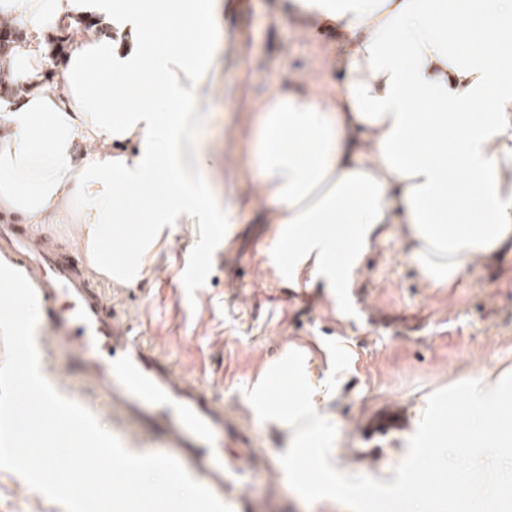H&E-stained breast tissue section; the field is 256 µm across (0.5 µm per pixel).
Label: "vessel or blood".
Masks as SVG:
<instances>
[{"instance_id":"vessel-or-blood-1","label":"vessel or blood","mask_w":512,"mask_h":512,"mask_svg":"<svg viewBox=\"0 0 512 512\" xmlns=\"http://www.w3.org/2000/svg\"><path fill=\"white\" fill-rule=\"evenodd\" d=\"M0 256L26 273L45 312L42 333L69 353L108 408L142 436L162 437L190 476L223 496L229 461L215 443L224 434L223 405L121 322L77 253L56 250L24 225L1 223Z\"/></svg>"}]
</instances>
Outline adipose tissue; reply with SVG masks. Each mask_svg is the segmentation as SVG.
<instances>
[{
	"mask_svg": "<svg viewBox=\"0 0 512 512\" xmlns=\"http://www.w3.org/2000/svg\"><path fill=\"white\" fill-rule=\"evenodd\" d=\"M295 4L343 32L329 63L346 79L313 94L273 88L254 113L257 203L278 227L282 274L343 299L396 224L430 287H456L496 261L512 243V0ZM0 20L31 29L11 55L28 93L0 95V214L76 225L89 267L127 286L170 225L230 223L234 208L204 179L216 158L200 138L224 85V0H0ZM159 28L165 39L151 42ZM58 29L71 46L49 87L44 36ZM479 34L494 37L487 51L473 47ZM315 365L309 347L290 344L243 395L282 436L278 460L305 496L346 494L349 512H412L449 469L474 512H512L506 371L449 392L463 430L439 433L436 401L419 407L407 464L365 496L361 468L336 457ZM427 443L459 454L434 460Z\"/></svg>",
	"mask_w": 512,
	"mask_h": 512,
	"instance_id": "adipose-tissue-1",
	"label": "adipose tissue"
}]
</instances>
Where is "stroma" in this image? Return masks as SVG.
<instances>
[{
    "instance_id": "1",
    "label": "stroma",
    "mask_w": 512,
    "mask_h": 512,
    "mask_svg": "<svg viewBox=\"0 0 512 512\" xmlns=\"http://www.w3.org/2000/svg\"><path fill=\"white\" fill-rule=\"evenodd\" d=\"M292 9V0H224V31L244 58L225 69L224 90L202 140L219 146L225 180L234 189L231 229L172 225L147 257L138 284L104 288L123 319L179 373L223 402L227 422L244 436V455L229 470L224 493L232 512H336L290 486L278 466L279 437L242 400L248 382L289 342L308 345L320 372L337 381L331 404L336 450L359 464L367 480L398 467L393 452L402 447L420 398L451 385L462 388L485 367L512 368L511 250L472 268L450 292L421 282L394 232L368 258L343 305L318 284L280 302L288 282L275 266L276 227L252 204L255 173L246 127L272 87L305 91L312 75L326 88L344 80L318 65L336 48L334 30H300ZM66 362L63 350L49 347L41 362L46 380L127 450L139 452L142 437L76 380ZM389 414L397 428L370 439L369 429ZM0 512L64 510L16 473L0 470Z\"/></svg>"
}]
</instances>
